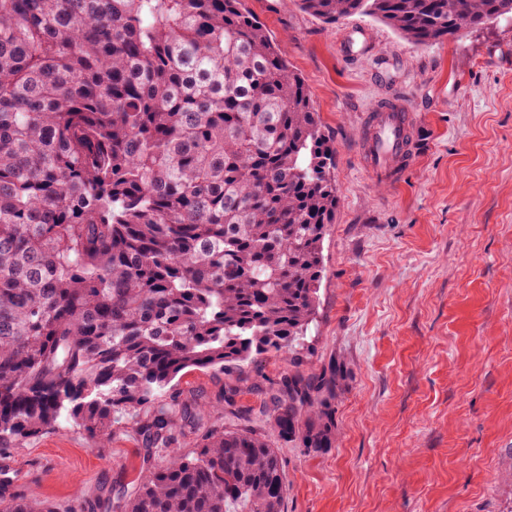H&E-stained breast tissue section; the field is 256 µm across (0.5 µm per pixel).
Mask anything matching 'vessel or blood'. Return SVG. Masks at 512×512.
<instances>
[{"instance_id": "vessel-or-blood-1", "label": "vessel or blood", "mask_w": 512, "mask_h": 512, "mask_svg": "<svg viewBox=\"0 0 512 512\" xmlns=\"http://www.w3.org/2000/svg\"><path fill=\"white\" fill-rule=\"evenodd\" d=\"M372 40L363 29H352L340 40L341 55L358 56L370 52ZM412 114L403 101L382 102L367 112L359 136L361 161L372 179L397 183L409 165Z\"/></svg>"}]
</instances>
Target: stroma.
I'll use <instances>...</instances> for the list:
<instances>
[{
	"label": "stroma",
	"mask_w": 512,
	"mask_h": 512,
	"mask_svg": "<svg viewBox=\"0 0 512 512\" xmlns=\"http://www.w3.org/2000/svg\"><path fill=\"white\" fill-rule=\"evenodd\" d=\"M301 74L334 149L339 203L322 245L318 310L297 362L264 360L269 377L340 364L336 433L315 451L270 430L254 367L185 371L180 400L217 406L236 380L248 422L211 412L182 430L240 425L277 448L284 512H512V23L422 48L365 15L328 24L294 0H246ZM366 29L372 53L338 41ZM386 76H379L378 64ZM404 99L414 157L396 185L375 183L359 155L365 111ZM131 432L96 447L65 424L0 457L10 491L56 512H100L139 467Z\"/></svg>",
	"instance_id": "1"
}]
</instances>
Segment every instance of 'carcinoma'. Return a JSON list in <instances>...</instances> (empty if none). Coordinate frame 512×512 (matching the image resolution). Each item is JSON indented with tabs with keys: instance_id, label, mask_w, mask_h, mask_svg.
Masks as SVG:
<instances>
[{
	"instance_id": "carcinoma-1",
	"label": "carcinoma",
	"mask_w": 512,
	"mask_h": 512,
	"mask_svg": "<svg viewBox=\"0 0 512 512\" xmlns=\"http://www.w3.org/2000/svg\"><path fill=\"white\" fill-rule=\"evenodd\" d=\"M365 14L418 47L512 0H297ZM304 79L244 0H0V451L69 423L105 447L134 424L141 468L205 410L186 369L294 354L316 310L338 196ZM331 362L270 381L268 418L331 447ZM237 388L224 415L243 418ZM263 435L211 430L115 512H283ZM0 512H53L16 493Z\"/></svg>"
}]
</instances>
